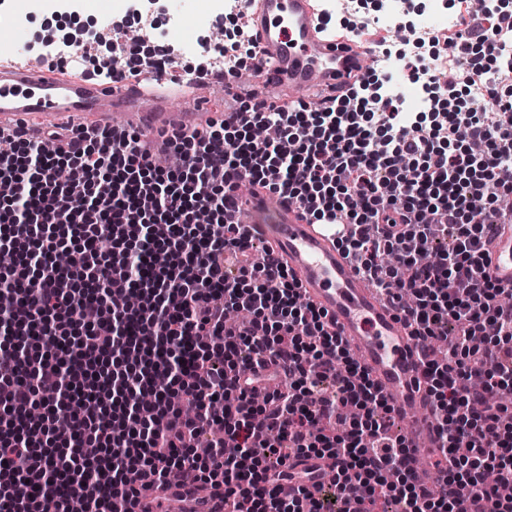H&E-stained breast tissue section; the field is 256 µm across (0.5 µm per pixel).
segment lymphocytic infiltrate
<instances>
[{"label": "lymphocytic infiltrate", "mask_w": 512, "mask_h": 512, "mask_svg": "<svg viewBox=\"0 0 512 512\" xmlns=\"http://www.w3.org/2000/svg\"><path fill=\"white\" fill-rule=\"evenodd\" d=\"M457 18L423 37L478 90L425 68L428 124L352 88L244 100L151 147L109 127L0 135V249L21 252L0 274V512H152L141 487L168 490L175 470L222 486L218 512H512V407L488 400L512 386V290L483 273L512 197V15ZM245 180L347 225L340 249L414 325L440 492L415 481L397 412L326 314L233 222ZM67 242L79 261L63 267ZM303 456L333 458L334 484L282 495Z\"/></svg>", "instance_id": "1"}]
</instances>
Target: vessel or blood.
Returning <instances> with one entry per match:
<instances>
[{
  "label": "vessel or blood",
  "mask_w": 512,
  "mask_h": 512,
  "mask_svg": "<svg viewBox=\"0 0 512 512\" xmlns=\"http://www.w3.org/2000/svg\"><path fill=\"white\" fill-rule=\"evenodd\" d=\"M255 62L264 79L250 88L231 83V94L262 100L267 85L294 103L315 94L339 96L366 73L364 27L327 34L317 0H253L249 13ZM205 76L190 78L175 95L152 92L138 82L117 78L98 83L82 77L53 75L29 64L0 62V130L38 116L60 124L92 120L108 123L113 113L126 126L154 137L195 127V112H173L171 97L200 101ZM250 229L269 240L277 257L303 294L324 312L334 330L371 374L389 403L410 423L417 455L431 453L432 413L427 404L420 346L406 319L380 299L338 246L346 228L311 224L289 203H281L273 223L260 220L258 196H250ZM488 272L498 285L512 287V223L501 224L493 239Z\"/></svg>",
  "instance_id": "vessel-or-blood-1"
}]
</instances>
